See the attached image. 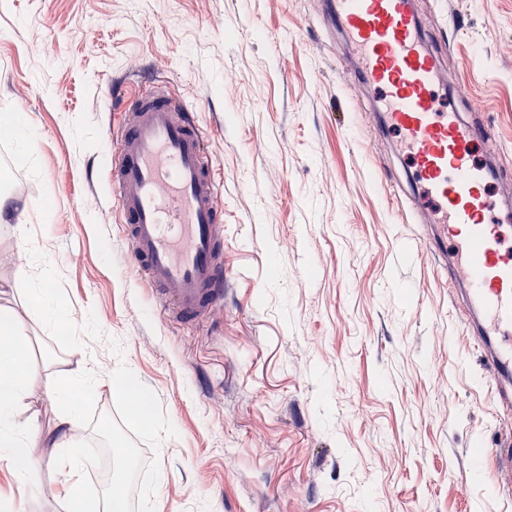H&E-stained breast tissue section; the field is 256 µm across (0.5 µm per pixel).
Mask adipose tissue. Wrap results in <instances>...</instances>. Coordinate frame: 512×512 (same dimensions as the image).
<instances>
[{"instance_id": "ef3b65f1", "label": "adipose tissue", "mask_w": 512, "mask_h": 512, "mask_svg": "<svg viewBox=\"0 0 512 512\" xmlns=\"http://www.w3.org/2000/svg\"><path fill=\"white\" fill-rule=\"evenodd\" d=\"M29 345L8 316L0 317V459L10 461L17 478H28L34 463L29 454L32 436L20 420V404L29 387ZM101 379L95 369L82 374L62 373L51 386L59 408L53 427L42 438L52 448L66 449V463L71 469L84 465L81 440L74 431L87 403L98 393Z\"/></svg>"}]
</instances>
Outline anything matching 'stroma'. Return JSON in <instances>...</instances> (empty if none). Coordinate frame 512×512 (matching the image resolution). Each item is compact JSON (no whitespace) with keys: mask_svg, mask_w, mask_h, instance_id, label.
I'll use <instances>...</instances> for the list:
<instances>
[{"mask_svg":"<svg viewBox=\"0 0 512 512\" xmlns=\"http://www.w3.org/2000/svg\"><path fill=\"white\" fill-rule=\"evenodd\" d=\"M448 96L490 135L512 188V0H417ZM326 0H0V310L30 344L21 419L50 428V385L103 378L79 421L105 477L36 444L0 512H68L80 482L124 512H512L483 445L511 433L422 225L410 160L377 133L378 94L341 79L352 52ZM162 86L195 114L224 202V305L169 318L126 261L109 161L112 88ZM32 136L21 156L6 116ZM46 281L67 335L30 296ZM138 388L153 420L128 416Z\"/></svg>","mask_w":512,"mask_h":512,"instance_id":"35a3bbf8","label":"stroma"}]
</instances>
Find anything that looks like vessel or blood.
Instances as JSON below:
<instances>
[{"label": "vessel or blood", "mask_w": 512, "mask_h": 512, "mask_svg": "<svg viewBox=\"0 0 512 512\" xmlns=\"http://www.w3.org/2000/svg\"><path fill=\"white\" fill-rule=\"evenodd\" d=\"M326 28L357 53L355 70L385 104V128L409 152L418 192L402 211L432 216L431 254L462 289L466 330L493 375V401L512 408V226L492 216L491 172L474 152L489 134L447 103L440 52L415 0H329ZM124 127L110 181L133 268L177 317L199 320L224 300V212L205 138L164 88L122 94ZM501 491L512 489V436L491 442Z\"/></svg>", "instance_id": "vessel-or-blood-1"}]
</instances>
